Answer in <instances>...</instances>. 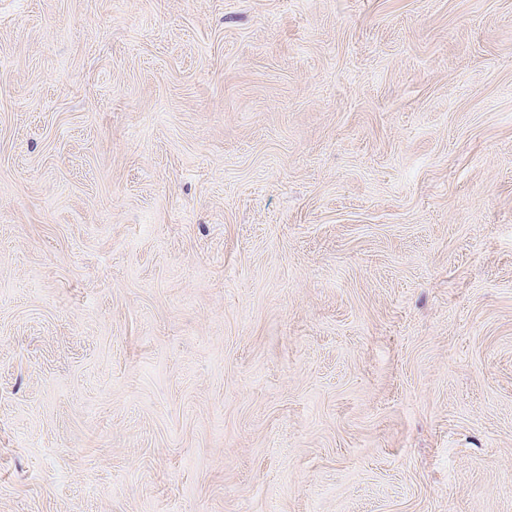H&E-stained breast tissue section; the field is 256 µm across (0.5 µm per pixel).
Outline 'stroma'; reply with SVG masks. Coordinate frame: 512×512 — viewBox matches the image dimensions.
Wrapping results in <instances>:
<instances>
[{
	"label": "stroma",
	"mask_w": 512,
	"mask_h": 512,
	"mask_svg": "<svg viewBox=\"0 0 512 512\" xmlns=\"http://www.w3.org/2000/svg\"><path fill=\"white\" fill-rule=\"evenodd\" d=\"M0 512H512V0H0Z\"/></svg>",
	"instance_id": "stroma-1"
}]
</instances>
